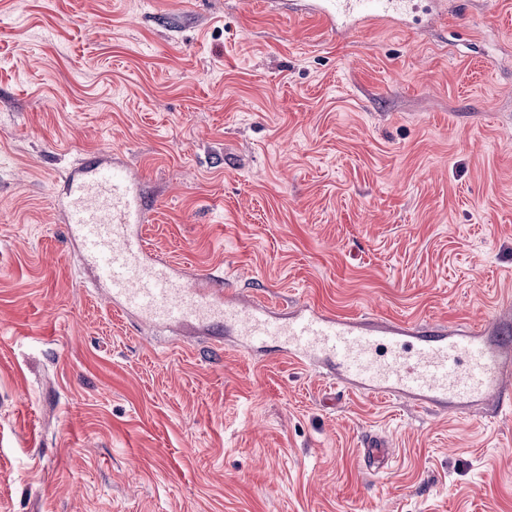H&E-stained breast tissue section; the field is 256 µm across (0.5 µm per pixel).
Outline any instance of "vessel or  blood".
Returning a JSON list of instances; mask_svg holds the SVG:
<instances>
[{"mask_svg": "<svg viewBox=\"0 0 512 512\" xmlns=\"http://www.w3.org/2000/svg\"><path fill=\"white\" fill-rule=\"evenodd\" d=\"M396 6V0H286L284 9L310 10L334 32L391 20ZM58 204L71 242L99 270L119 310L154 323L220 325L253 343L272 340L297 359L325 360L337 384L385 398L407 396L420 407L477 399L493 400L499 408L512 405V345L488 340L500 333L502 313L450 330L420 322L366 326L310 306L286 316L263 301L242 304L149 257L134 233L147 220L145 202L116 162H86L65 180ZM391 457V448L375 435L361 450L371 471L385 470Z\"/></svg>", "mask_w": 512, "mask_h": 512, "instance_id": "1", "label": "vessel or blood"}]
</instances>
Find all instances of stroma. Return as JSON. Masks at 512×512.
<instances>
[{"label": "stroma", "mask_w": 512, "mask_h": 512, "mask_svg": "<svg viewBox=\"0 0 512 512\" xmlns=\"http://www.w3.org/2000/svg\"><path fill=\"white\" fill-rule=\"evenodd\" d=\"M91 157L153 254L243 302L455 327L512 302V0L351 35L276 0H0V512H512V407L114 312L56 205ZM360 457L365 469L383 471L391 460L392 449L388 448L380 437L370 435L364 444V448H361Z\"/></svg>", "instance_id": "obj_1"}]
</instances>
